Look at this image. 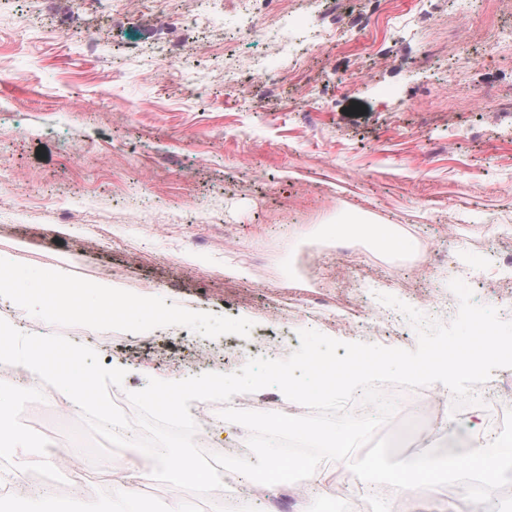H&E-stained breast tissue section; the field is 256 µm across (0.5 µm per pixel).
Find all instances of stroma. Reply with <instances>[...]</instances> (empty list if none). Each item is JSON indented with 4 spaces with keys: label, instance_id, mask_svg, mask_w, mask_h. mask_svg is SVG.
Here are the masks:
<instances>
[{
    "label": "stroma",
    "instance_id": "stroma-1",
    "mask_svg": "<svg viewBox=\"0 0 512 512\" xmlns=\"http://www.w3.org/2000/svg\"><path fill=\"white\" fill-rule=\"evenodd\" d=\"M194 7L207 27L184 19L183 0L137 10L127 0H0V257L18 279L106 284L160 314L112 319L89 303L76 322L41 296L0 288V319L93 346L104 366L125 370L126 393L151 377L237 371L268 356L285 323L351 342L337 315L385 311L383 294L405 303L429 294L407 264L425 245L441 259L459 244L437 272L441 323L462 270L512 278V53H485L512 26V0L468 12L421 0L403 28L386 24L379 0H288L284 32L312 45L299 58L258 36L273 22L265 5ZM162 45L202 51L164 71ZM228 65L239 81L225 82ZM268 70L277 85L266 84ZM349 215L393 225L403 249L332 234ZM352 269L363 294L337 306L322 285ZM81 419L65 400L0 381V435L23 432L35 448L49 438L42 422ZM470 429L450 416L396 457L462 453ZM130 457L124 447L96 464L66 447L54 464L34 452L28 466L52 477L72 512H118L103 486ZM74 462L88 489H66ZM246 486L250 512L340 506L303 480ZM158 500L191 512L222 502L155 480L140 512Z\"/></svg>",
    "mask_w": 512,
    "mask_h": 512
}]
</instances>
